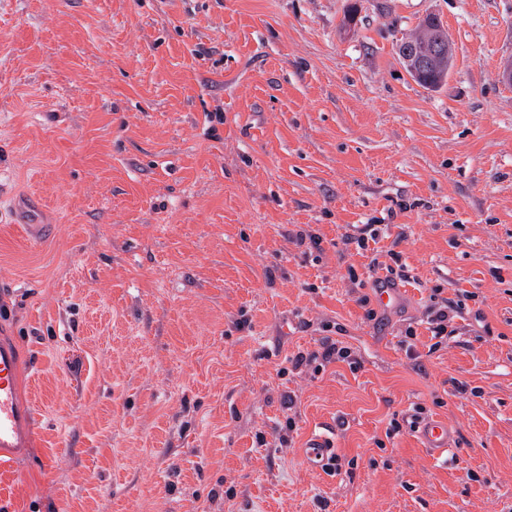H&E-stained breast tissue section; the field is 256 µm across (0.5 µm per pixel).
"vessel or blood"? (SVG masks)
<instances>
[{"label": "vessel or blood", "instance_id": "obj_1", "mask_svg": "<svg viewBox=\"0 0 512 512\" xmlns=\"http://www.w3.org/2000/svg\"><path fill=\"white\" fill-rule=\"evenodd\" d=\"M22 354L15 341L0 337V468L11 466L19 449L33 441L36 408L21 395ZM415 431L433 456H442L453 441L446 423L418 422ZM335 443L327 435H315L305 450L308 464L322 467L335 455Z\"/></svg>", "mask_w": 512, "mask_h": 512}]
</instances>
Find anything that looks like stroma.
<instances>
[{
  "instance_id": "obj_1",
  "label": "stroma",
  "mask_w": 512,
  "mask_h": 512,
  "mask_svg": "<svg viewBox=\"0 0 512 512\" xmlns=\"http://www.w3.org/2000/svg\"><path fill=\"white\" fill-rule=\"evenodd\" d=\"M350 2L0 0V336L38 405L0 512H512V0ZM430 13L434 90L396 49ZM327 343L359 369L294 366ZM444 68H442L441 61L432 60L422 70L419 76L413 75L410 71L408 72L419 85L428 89H434L438 88L445 82L444 80L446 79V69ZM415 432L423 442L424 447L435 457H441L453 446L448 424L441 421H418ZM334 440L327 435L318 434L305 448V456L308 464L312 467H324L329 460L336 455Z\"/></svg>"
}]
</instances>
